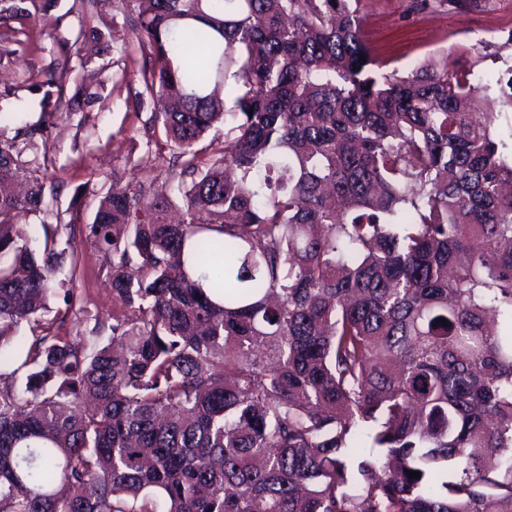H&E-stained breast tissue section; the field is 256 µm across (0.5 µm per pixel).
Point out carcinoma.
Segmentation results:
<instances>
[{"label": "carcinoma", "instance_id": "obj_1", "mask_svg": "<svg viewBox=\"0 0 512 512\" xmlns=\"http://www.w3.org/2000/svg\"><path fill=\"white\" fill-rule=\"evenodd\" d=\"M119 2L191 181L176 223L138 184L64 225L123 312L60 336L70 242L17 222L59 111L0 133V512H512V93L382 71L352 0ZM47 77L95 97L69 53Z\"/></svg>", "mask_w": 512, "mask_h": 512}]
</instances>
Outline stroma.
Segmentation results:
<instances>
[{"mask_svg": "<svg viewBox=\"0 0 512 512\" xmlns=\"http://www.w3.org/2000/svg\"><path fill=\"white\" fill-rule=\"evenodd\" d=\"M24 6L25 15L0 27V112L14 127L38 120L46 91L39 76L52 67L63 45L73 43L86 10L81 0H24ZM357 7L366 42L388 69L406 73L444 57L449 67L485 86L490 97L512 89V0H468L462 8L439 0H359ZM93 25L103 35L105 52L85 64L80 75L100 98L93 106L63 114L48 130L47 175L54 192L46 197V215L21 218L35 241L43 236L42 223H54L56 213L67 209L78 210L82 222H90L98 197L113 183L156 177L175 197L188 181L180 166L147 152L153 108H137L136 76L117 88L111 73L101 69L114 49L139 53L113 0H103ZM26 80L30 88L4 95V88ZM71 248L81 265L72 286L87 314L66 315L62 300L55 299L50 303L52 318L71 333L98 323L111 326L121 306L112 296L108 257L83 236L72 238Z\"/></svg>", "mask_w": 512, "mask_h": 512, "instance_id": "obj_1", "label": "stroma"}]
</instances>
